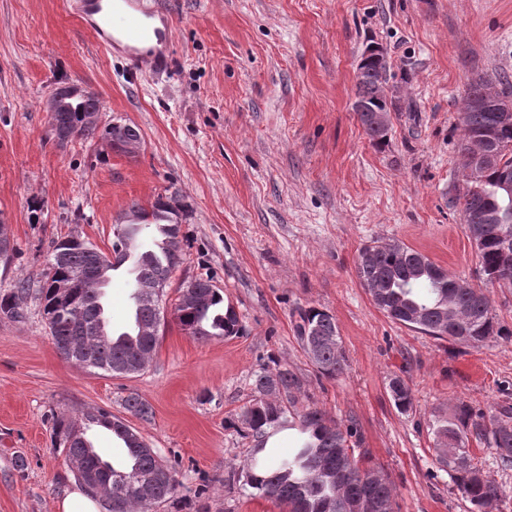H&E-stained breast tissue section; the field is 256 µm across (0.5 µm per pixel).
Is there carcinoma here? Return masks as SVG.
I'll return each instance as SVG.
<instances>
[{
    "label": "carcinoma",
    "instance_id": "cac0c4a2",
    "mask_svg": "<svg viewBox=\"0 0 512 512\" xmlns=\"http://www.w3.org/2000/svg\"><path fill=\"white\" fill-rule=\"evenodd\" d=\"M380 67L370 66L356 79V115L370 141L379 146L386 134L372 126L371 113L380 107L375 93ZM100 111L99 101L84 97L68 98L51 113L52 122L86 141L96 138L115 147L122 138L142 139L139 129L129 124L91 120ZM491 134V147L498 161L478 182H465L456 197L461 205L465 229L477 225L481 243L477 247L480 270L488 285L512 288V196L505 193L503 183L512 181V126L498 125L497 113L491 109L476 110L467 115L463 139ZM176 196L163 200L158 196L151 211L132 207L133 218L113 225L111 254L101 251L93 242L78 237H62L52 242L48 263L42 272L40 287L30 288L27 279H18L10 291L0 295V318L17 321L24 317V303L36 294L46 321L48 335L56 350L77 365L100 370L112 376H128L142 371L159 343L162 311L146 295L154 278L170 275L183 261V241L178 209L172 205ZM152 219L164 248V258H145V269L138 280L142 295L139 328H154L146 336L112 334L106 342L99 335L100 323L107 322L105 309L96 305L97 295L107 282L99 271L114 258L112 267L124 263L128 253L139 247V222ZM355 271L373 304L392 321L432 337L447 338L467 347H479L490 338L502 334L503 328L493 314L491 301H480L473 293L454 288L456 277L432 262L422 253L401 244L367 245L359 251ZM70 284L59 293L52 284ZM201 301L196 305L173 304V315L184 333L203 339L211 336L231 337L240 334L242 325L233 307L224 304V294L209 278L195 279ZM298 339L305 352L320 336H332L335 342L321 345L319 356L311 359L319 375L334 378L342 372L346 359L334 316L317 308L299 311ZM279 378L284 396L271 398L268 379ZM301 380L286 365L275 364L254 375L253 398L246 406L242 421L244 437L254 442L251 465L244 476L231 471L224 477L228 485L241 481L259 496L282 504L288 512H345L347 500L361 488L372 500L396 512V495L388 476L378 467L365 464L354 424H333L316 406L297 408ZM389 392L396 408L403 412L413 406L410 388L398 377L389 382ZM124 408L131 415L148 421L151 406L136 395L128 396ZM87 425H97L127 440L126 462L119 469L100 463L75 423L57 419L53 425L54 447L62 449L72 476L88 487V477L97 479L98 492L106 512H149L154 505L174 499L181 487L175 474L157 453L139 437L132 436L127 425L105 409L85 415ZM298 422L300 445L285 459L268 461L256 458L265 449L270 434ZM439 463L448 468L458 491L476 512L500 495V487L487 480L482 468L474 462L467 448L473 436L495 451L504 468L512 467V407L487 415L465 404L458 406L453 418L435 429ZM456 448L468 455V464L457 466L448 459V449ZM332 472L335 480L327 482L324 473Z\"/></svg>",
    "mask_w": 512,
    "mask_h": 512
}]
</instances>
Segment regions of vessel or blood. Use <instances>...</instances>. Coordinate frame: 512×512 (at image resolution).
<instances>
[{"label": "vessel or blood", "mask_w": 512, "mask_h": 512, "mask_svg": "<svg viewBox=\"0 0 512 512\" xmlns=\"http://www.w3.org/2000/svg\"><path fill=\"white\" fill-rule=\"evenodd\" d=\"M67 8L104 51L127 60L131 73L169 67L173 19L159 0H69Z\"/></svg>", "instance_id": "1"}]
</instances>
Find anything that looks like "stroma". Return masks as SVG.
<instances>
[{
  "label": "stroma",
  "instance_id": "obj_1",
  "mask_svg": "<svg viewBox=\"0 0 512 512\" xmlns=\"http://www.w3.org/2000/svg\"><path fill=\"white\" fill-rule=\"evenodd\" d=\"M161 3L174 21V65L134 76L65 0H0V220L14 243L0 291L39 280L52 240L75 234L109 250L113 224L169 190L185 256L167 303L185 282L211 277L243 332L196 339L166 318L145 370L112 376L65 360L36 302L25 320L0 319V512H55L75 483L52 423L99 408L123 418L187 489L151 512H283L222 483L248 462L240 414L255 374L276 362L301 378L304 402L356 422L399 512H470L437 460L434 429L461 403L512 407V289L490 290L506 335L462 347L393 322L354 264L364 244L397 242L480 283L451 200L465 184L469 83L512 95V0ZM371 43L386 51L401 106L381 148L353 110ZM70 84L98 94L103 122L139 128V153L98 139L56 144L45 102ZM308 307L336 319L347 360L339 378L318 376L297 338V311ZM396 376L414 395L406 412L390 399ZM132 394L152 406L151 420L124 410ZM468 446L504 490L488 512H512V469L483 443Z\"/></svg>",
  "mask_w": 512,
  "mask_h": 512
}]
</instances>
